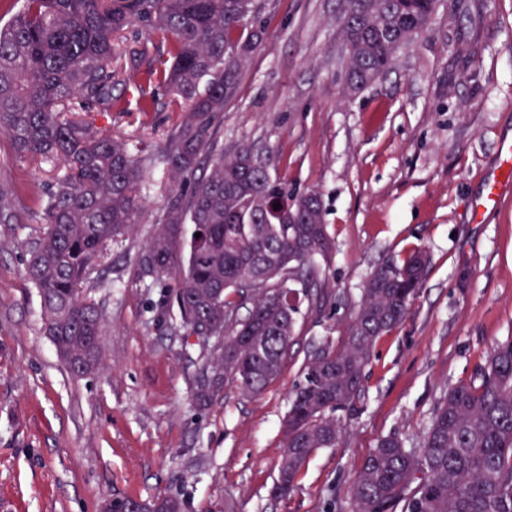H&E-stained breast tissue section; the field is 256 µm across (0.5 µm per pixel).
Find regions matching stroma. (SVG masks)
I'll use <instances>...</instances> for the list:
<instances>
[{
	"label": "stroma",
	"mask_w": 512,
	"mask_h": 512,
	"mask_svg": "<svg viewBox=\"0 0 512 512\" xmlns=\"http://www.w3.org/2000/svg\"><path fill=\"white\" fill-rule=\"evenodd\" d=\"M440 0L429 28L380 81L348 93L343 0H267L266 33L239 71L219 142H250L278 173L320 193L335 244L301 316L280 376L258 395L229 385L192 401L203 354L162 318L173 280L142 276L137 256L178 189L155 163L181 115L161 98L81 114L145 156L142 222L108 242L83 291L104 320L100 369L72 375L44 331L26 274L44 226L32 194L66 175L58 162H16L0 138V180L21 187L18 220L0 223V512H102L121 495L177 496L190 512H352L350 488L377 440L419 445L445 391L470 380L512 336V193L474 220L469 203L512 141V0ZM431 259L399 328L376 343L345 434L318 451L293 492L272 497L285 451L289 396L312 352L338 343L370 271L414 249Z\"/></svg>",
	"instance_id": "1"
}]
</instances>
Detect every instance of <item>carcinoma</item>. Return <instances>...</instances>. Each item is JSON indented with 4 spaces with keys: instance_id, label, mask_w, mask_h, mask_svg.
Masks as SVG:
<instances>
[{
    "instance_id": "cac0c4a2",
    "label": "carcinoma",
    "mask_w": 512,
    "mask_h": 512,
    "mask_svg": "<svg viewBox=\"0 0 512 512\" xmlns=\"http://www.w3.org/2000/svg\"><path fill=\"white\" fill-rule=\"evenodd\" d=\"M12 1L20 8L0 22V134L15 158L68 170L37 198L45 228L27 264L58 356L77 377L99 369L103 319L82 284L103 246L139 222L144 178L143 160L126 141L63 117L61 106L76 100L84 112H110L122 104L119 85L130 81L187 104L161 152L184 192L137 264L146 277L174 281L184 335L219 337L211 361L222 375L195 380L193 402L211 405L228 384L261 393L280 374L295 333L292 284L306 293L318 287V259L334 249L321 195L290 187L273 152L250 143L216 150L224 103L263 34L265 0ZM436 10L437 0H347L340 20L347 87L359 92L380 80ZM133 26L167 42V53L120 41ZM18 191L0 182L1 224L14 219L9 199ZM428 263L416 249L376 266L339 347L325 344L307 362L286 419L278 481L288 489L317 451L339 444L336 411L359 402L376 342L407 318ZM351 497L353 512H512V338L492 347L475 380L444 393L421 446L381 437ZM141 508L185 512L186 502L161 496Z\"/></svg>"
}]
</instances>
